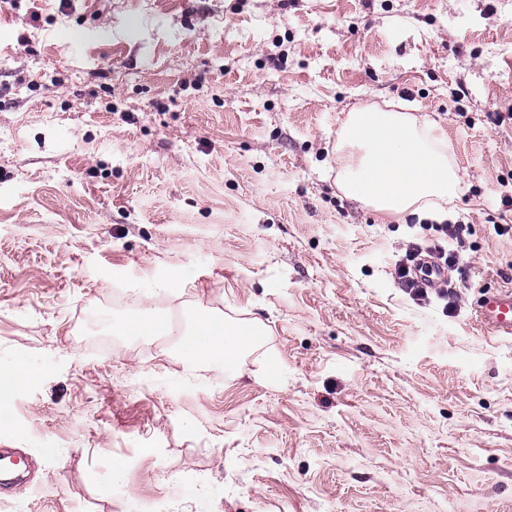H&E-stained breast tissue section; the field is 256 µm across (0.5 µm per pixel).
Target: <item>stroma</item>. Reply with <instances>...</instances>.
I'll return each instance as SVG.
<instances>
[{
    "label": "stroma",
    "mask_w": 512,
    "mask_h": 512,
    "mask_svg": "<svg viewBox=\"0 0 512 512\" xmlns=\"http://www.w3.org/2000/svg\"><path fill=\"white\" fill-rule=\"evenodd\" d=\"M390 102L460 171L451 310L395 283L423 217L336 186ZM498 224L512 0H0V512H512ZM148 307L262 334L217 374L113 334ZM475 314L483 333L512 338V286L484 290Z\"/></svg>",
    "instance_id": "35a3bbf8"
}]
</instances>
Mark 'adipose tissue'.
<instances>
[{"instance_id":"1","label":"adipose tissue","mask_w":512,"mask_h":512,"mask_svg":"<svg viewBox=\"0 0 512 512\" xmlns=\"http://www.w3.org/2000/svg\"><path fill=\"white\" fill-rule=\"evenodd\" d=\"M451 147L437 137L428 117L377 106L348 112L336 143V184L348 198L394 219L408 213H445L459 190ZM258 329H227L201 321L187 335L181 354L223 368L253 345Z\"/></svg>"}]
</instances>
